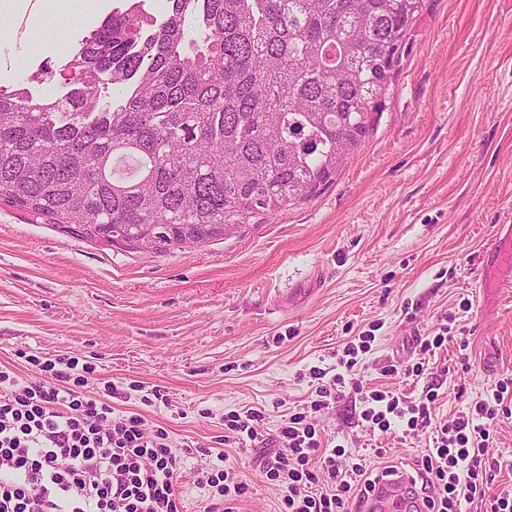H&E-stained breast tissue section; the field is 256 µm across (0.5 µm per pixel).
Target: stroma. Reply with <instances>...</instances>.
Returning a JSON list of instances; mask_svg holds the SVG:
<instances>
[{
    "mask_svg": "<svg viewBox=\"0 0 512 512\" xmlns=\"http://www.w3.org/2000/svg\"><path fill=\"white\" fill-rule=\"evenodd\" d=\"M93 16L64 13L57 39L27 29L0 46L14 78L60 95L69 52L123 0ZM373 133L311 198L223 237L132 250L64 231L0 200V366L28 380L70 357L91 365L87 395L116 388V414L141 413L174 446H194L178 494L204 512L200 479L228 455L248 485L238 512H279L261 454L225 445L224 417L262 412L276 436L307 410L319 368L411 400L436 386V423L489 399L512 378V288L486 296L479 274L501 225H512V0H423L379 99ZM297 288L301 301L274 297ZM447 329L423 376L416 339ZM370 350L353 370L351 337ZM160 396L151 404L141 398ZM350 392L313 413L342 464L414 470L432 442L382 432ZM491 493L512 490V413L498 414Z\"/></svg>",
    "mask_w": 512,
    "mask_h": 512,
    "instance_id": "obj_1",
    "label": "stroma"
}]
</instances>
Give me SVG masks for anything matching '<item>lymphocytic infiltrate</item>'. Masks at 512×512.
Returning <instances> with one entry per match:
<instances>
[{
  "label": "lymphocytic infiltrate",
  "instance_id": "1",
  "mask_svg": "<svg viewBox=\"0 0 512 512\" xmlns=\"http://www.w3.org/2000/svg\"><path fill=\"white\" fill-rule=\"evenodd\" d=\"M83 383L71 359L49 382L0 370V512H179L184 460L168 431H147L135 412L115 414L111 400L85 396ZM348 387L362 394L363 416L380 431L402 418L407 434L430 435L419 492L433 512H462L463 504L477 500L488 501V512H512L511 491L487 493L494 480L490 426L512 402L511 384L498 381L490 399L442 426L433 423L434 388L409 404L390 391H365L360 380L340 374L317 387L310 410L328 407ZM279 438L284 447L265 460L263 472L280 487L283 512H348L350 500L371 490L365 466H342L341 448L322 446L305 414L284 420ZM203 482L213 490L205 512H236L248 490L229 465Z\"/></svg>",
  "mask_w": 512,
  "mask_h": 512
}]
</instances>
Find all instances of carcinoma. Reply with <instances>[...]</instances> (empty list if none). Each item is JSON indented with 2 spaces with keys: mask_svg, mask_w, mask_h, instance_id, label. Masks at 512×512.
Masks as SVG:
<instances>
[{
  "mask_svg": "<svg viewBox=\"0 0 512 512\" xmlns=\"http://www.w3.org/2000/svg\"><path fill=\"white\" fill-rule=\"evenodd\" d=\"M420 0H137L0 87V200L111 245L210 240L326 185L370 136ZM133 157L132 176L114 161Z\"/></svg>",
  "mask_w": 512,
  "mask_h": 512,
  "instance_id": "cac0c4a2",
  "label": "carcinoma"
}]
</instances>
